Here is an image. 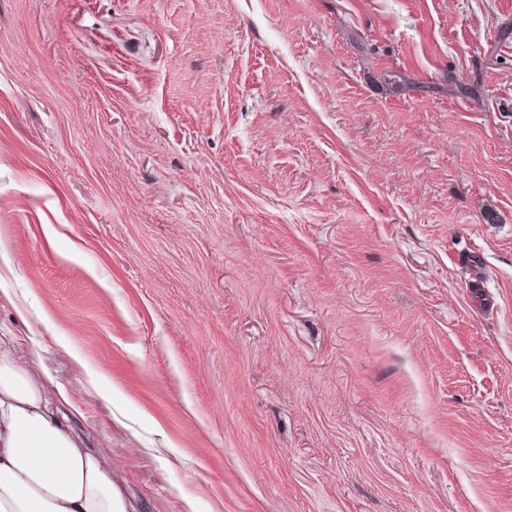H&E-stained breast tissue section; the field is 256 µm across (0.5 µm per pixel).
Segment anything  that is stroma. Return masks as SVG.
Segmentation results:
<instances>
[{
	"instance_id": "stroma-1",
	"label": "stroma",
	"mask_w": 512,
	"mask_h": 512,
	"mask_svg": "<svg viewBox=\"0 0 512 512\" xmlns=\"http://www.w3.org/2000/svg\"><path fill=\"white\" fill-rule=\"evenodd\" d=\"M4 288L139 512H512V0H0Z\"/></svg>"
}]
</instances>
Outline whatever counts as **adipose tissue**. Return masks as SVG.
Returning a JSON list of instances; mask_svg holds the SVG:
<instances>
[{"instance_id":"1","label":"adipose tissue","mask_w":512,"mask_h":512,"mask_svg":"<svg viewBox=\"0 0 512 512\" xmlns=\"http://www.w3.org/2000/svg\"><path fill=\"white\" fill-rule=\"evenodd\" d=\"M63 384L0 336V512H128L108 455L75 428Z\"/></svg>"}]
</instances>
